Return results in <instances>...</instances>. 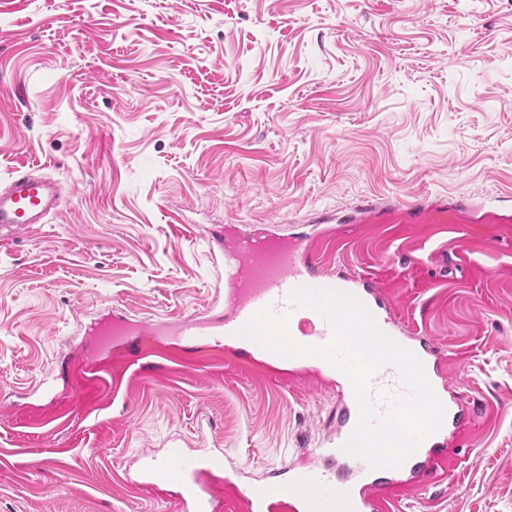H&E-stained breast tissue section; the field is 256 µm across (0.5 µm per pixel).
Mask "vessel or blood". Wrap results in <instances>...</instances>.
<instances>
[{
    "label": "vessel or blood",
    "mask_w": 512,
    "mask_h": 512,
    "mask_svg": "<svg viewBox=\"0 0 512 512\" xmlns=\"http://www.w3.org/2000/svg\"><path fill=\"white\" fill-rule=\"evenodd\" d=\"M64 202L57 181L32 170H17L0 183V241L43 223L47 215L60 210ZM457 210L429 207L423 202L385 206L373 199L362 200L353 209L355 224H453ZM336 227L303 236L280 234L261 227L251 232L228 225L207 232L210 256L220 269L224 282L221 304L195 310L170 322L146 321L114 308L112 323L96 327L101 348L111 339L131 336H169L172 352L194 351L203 346L235 344V332L255 313L265 310L271 316L288 315V333L302 345L323 346L332 330L314 310L292 305L290 292L297 286L321 285L350 290L369 308L374 317L389 326L397 342L412 350L425 363L427 377L437 395H447V356L427 334L402 323L392 296L370 274L336 270L328 265L325 242L335 240ZM236 346V344H235ZM236 355L251 359L252 348L236 346ZM401 394L396 369L387 365L370 382L371 395L380 391ZM380 400V414L392 406ZM447 414L441 427L423 440L425 455L407 459L402 469L419 478L431 463L444 456L448 434L457 433L469 420L458 396H448ZM341 416L334 432L308 449L304 464L288 463L266 475L269 493L256 495L254 486L243 483L235 489L239 512H326L336 503L346 504L348 512H384L385 482L376 480L373 470L343 452L342 446L358 421V407L351 382L339 390ZM219 458L215 455L186 456L180 449L168 451L167 460L150 458L141 477L145 486L164 481L176 485L181 512H220L221 501L214 488L218 481Z\"/></svg>",
    "instance_id": "b4317fda"
}]
</instances>
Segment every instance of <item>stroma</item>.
Here are the masks:
<instances>
[{"mask_svg": "<svg viewBox=\"0 0 512 512\" xmlns=\"http://www.w3.org/2000/svg\"><path fill=\"white\" fill-rule=\"evenodd\" d=\"M32 165L65 204L0 246V512H179L144 453L262 480L333 431L336 387L210 350L88 381L59 363L82 321L202 308L211 224L511 208L512 0H0V181ZM325 253L435 340L471 413L394 512H512V224H363ZM353 216L346 224H457L458 211H469L463 203L454 209L447 207H429L418 200L416 204L384 206L375 199L362 200L353 209Z\"/></svg>", "mask_w": 512, "mask_h": 512, "instance_id": "stroma-1", "label": "stroma"}]
</instances>
